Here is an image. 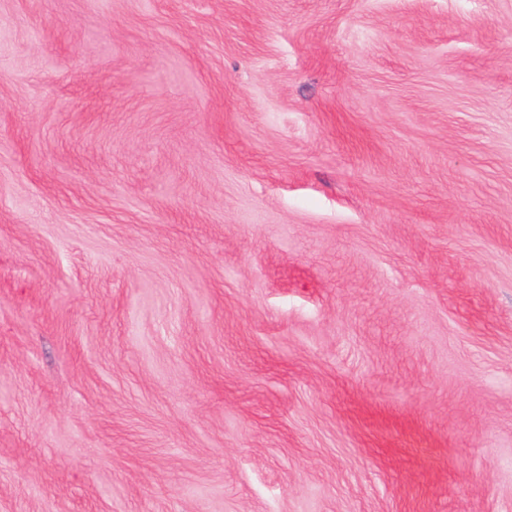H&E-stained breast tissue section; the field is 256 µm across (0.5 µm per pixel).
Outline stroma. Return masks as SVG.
Instances as JSON below:
<instances>
[{
  "instance_id": "obj_1",
  "label": "stroma",
  "mask_w": 512,
  "mask_h": 512,
  "mask_svg": "<svg viewBox=\"0 0 512 512\" xmlns=\"http://www.w3.org/2000/svg\"><path fill=\"white\" fill-rule=\"evenodd\" d=\"M0 512H512V0H0Z\"/></svg>"
}]
</instances>
